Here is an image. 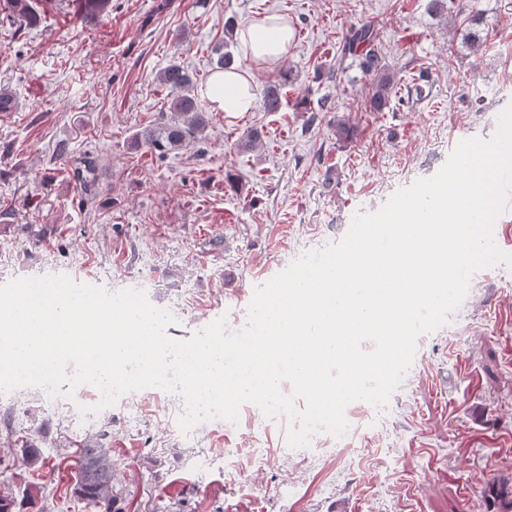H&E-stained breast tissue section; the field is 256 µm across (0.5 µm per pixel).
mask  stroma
I'll use <instances>...</instances> for the list:
<instances>
[{
  "instance_id": "stroma-1",
  "label": "stroma",
  "mask_w": 512,
  "mask_h": 512,
  "mask_svg": "<svg viewBox=\"0 0 512 512\" xmlns=\"http://www.w3.org/2000/svg\"><path fill=\"white\" fill-rule=\"evenodd\" d=\"M112 0L79 19L77 0H41L45 18L15 30L0 22V259L17 277L64 274L107 291L144 290L189 339L216 319L245 326L257 284L305 253L343 239L356 213L379 210L421 175L437 173L459 141L493 136L512 105V0ZM487 40L462 44L469 9ZM285 16L287 56L245 61L255 97L280 88L282 107L227 118L210 112L207 152L157 159L133 133L160 122L168 91L157 80L177 62L206 85L224 21L247 26ZM371 23L379 48L424 87L367 107L370 80L344 52L350 27ZM289 81H281L282 72ZM319 113L305 128L308 111ZM355 130L336 135L337 122ZM261 137L238 151L251 129ZM66 156L97 157L95 194H83ZM143 411L115 406L78 426L75 408L36 388L0 393V494L44 488L31 512H99L71 492L88 437L106 431L125 512H499L485 493L512 478V269L476 272L457 314L426 333L388 404L366 405L352 458L326 432L287 444L289 420L240 411L237 423L182 433L183 399L146 388ZM41 430L47 463L26 467L23 436Z\"/></svg>"
}]
</instances>
